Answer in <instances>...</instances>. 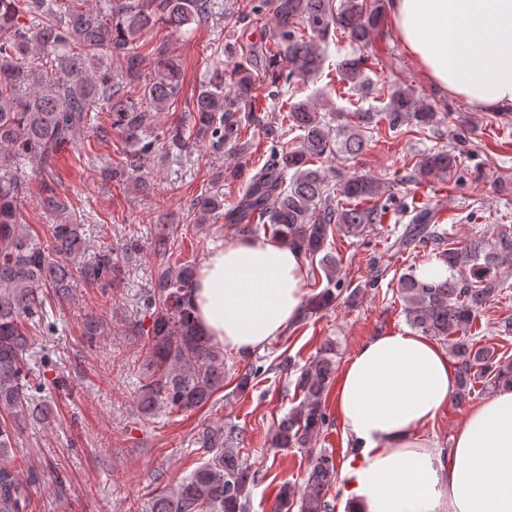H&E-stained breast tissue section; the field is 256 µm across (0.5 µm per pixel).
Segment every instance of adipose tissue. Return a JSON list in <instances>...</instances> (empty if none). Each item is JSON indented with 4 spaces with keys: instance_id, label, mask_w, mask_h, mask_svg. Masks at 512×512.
Wrapping results in <instances>:
<instances>
[{
    "instance_id": "adipose-tissue-1",
    "label": "adipose tissue",
    "mask_w": 512,
    "mask_h": 512,
    "mask_svg": "<svg viewBox=\"0 0 512 512\" xmlns=\"http://www.w3.org/2000/svg\"><path fill=\"white\" fill-rule=\"evenodd\" d=\"M393 26L423 74L474 110L512 108V0H390ZM308 264L296 250L238 238L202 263L199 327L251 354L301 317ZM457 368L410 329L375 336L345 364L336 393L353 460L339 512H512V386L472 408L451 448L417 431L447 407Z\"/></svg>"
}]
</instances>
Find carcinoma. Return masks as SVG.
I'll list each match as a JSON object with an SVG mask.
<instances>
[{
  "label": "carcinoma",
  "instance_id": "obj_1",
  "mask_svg": "<svg viewBox=\"0 0 512 512\" xmlns=\"http://www.w3.org/2000/svg\"><path fill=\"white\" fill-rule=\"evenodd\" d=\"M208 9L209 0H96L93 5L90 0H0V512H26L29 501V488L5 461L16 428L29 418L47 421L52 414L51 404L39 398L46 385L30 364V329L53 331L46 305L69 301L74 271L66 257L84 246L79 224H56L50 238L40 239L32 225L23 223L20 204L34 194L48 211L68 208L56 192L52 169L60 145L88 137L93 103L104 102L110 129L124 145L119 160L102 169L104 176L115 182L130 178L146 193L151 183L138 175L137 164L158 140L180 152L204 141L215 152L243 157L249 145L245 130L263 132L271 143L269 159L245 181L237 202L226 210L223 196L202 194L191 209L203 220L220 216L246 237L262 233L318 260L327 287L306 299L304 320L343 297L354 302L360 293L343 287L338 262L326 252L327 240L332 226L365 224L377 219L378 210L347 209L337 198L375 203L382 194L380 183L369 177L337 173L333 182L316 162L338 153L357 157L365 145L361 128L377 120L398 134L405 126L431 129L450 117L398 86L387 92L380 112H355L334 131L309 103L292 102L288 126L302 134L297 141L288 139L251 110L260 87L283 102L286 88L320 71L323 45L338 33L356 47L338 65L341 79L360 86L373 61L363 49L380 31L383 13L377 0H274L269 45L240 54L228 85L224 70L213 69L183 103V116L153 134L146 112H166L177 103L182 65L160 45L153 49L154 72L145 74L140 39L157 27L185 32ZM114 59L120 63L117 75L112 74ZM464 154L463 149L430 154L416 165L413 178L424 181L456 168ZM29 165L41 173L36 185L26 175ZM429 238H434L430 212L419 210L409 236L392 248L397 253ZM137 247L133 241L100 244L80 276L109 296L124 278L123 259ZM152 248L160 263L143 297L151 326L139 407L144 414L191 412L224 390V347L197 326L191 300L197 263L176 255L169 225H160ZM441 258L448 277L424 281L411 265L398 279L399 295L406 322L448 344L458 362L456 398L462 401L477 384L494 390L512 382V357L478 346L473 335L486 305L500 293L499 269L512 259V234H499L489 246L476 240L450 247ZM336 357V342L328 339L301 368L290 357L268 368L251 364L238 382L244 388L269 371L297 373L298 403L278 423L272 442L275 448L307 453L308 468L300 486L288 481L279 486L275 512H334L329 494L339 467L333 453L315 452L310 444L329 423L326 399ZM200 444L209 458L174 487L160 490L153 512H250V487L257 484L258 472L244 456V430L232 423L206 428Z\"/></svg>",
  "mask_w": 512,
  "mask_h": 512
}]
</instances>
